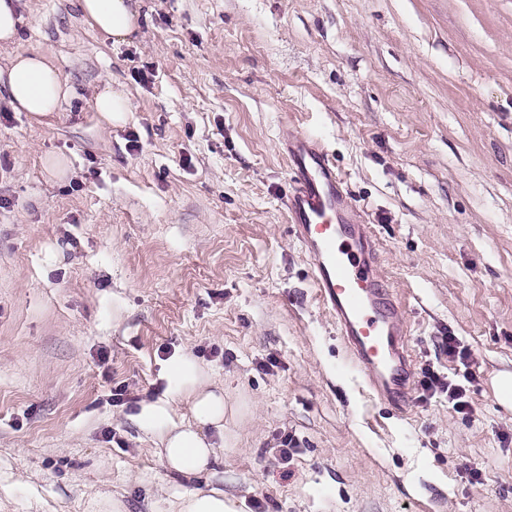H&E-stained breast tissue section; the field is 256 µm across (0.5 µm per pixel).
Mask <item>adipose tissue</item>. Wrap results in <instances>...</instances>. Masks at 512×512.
<instances>
[{
  "label": "adipose tissue",
  "instance_id": "adipose-tissue-1",
  "mask_svg": "<svg viewBox=\"0 0 512 512\" xmlns=\"http://www.w3.org/2000/svg\"><path fill=\"white\" fill-rule=\"evenodd\" d=\"M78 8L92 26L114 40H128L139 29L133 0H78ZM0 88L6 91L15 111L36 118L56 111L70 92L52 56L46 53L16 54L8 66L0 68ZM165 373L166 394L157 401L142 404L136 420L144 431L158 438L170 471L193 475L216 458L205 429H223L224 393L210 388L190 356L172 360ZM183 400L190 404L194 421L178 425L172 420V412L175 403Z\"/></svg>",
  "mask_w": 512,
  "mask_h": 512
}]
</instances>
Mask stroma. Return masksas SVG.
I'll use <instances>...</instances> for the list:
<instances>
[{"instance_id":"obj_1","label":"stroma","mask_w":512,"mask_h":512,"mask_svg":"<svg viewBox=\"0 0 512 512\" xmlns=\"http://www.w3.org/2000/svg\"><path fill=\"white\" fill-rule=\"evenodd\" d=\"M136 8L115 42L76 0H20L0 48L52 53L71 89L38 120L0 90V512H168L210 489L235 512H512L492 386L512 371V0ZM109 83L131 101L112 121ZM297 133L380 245L402 406L364 383L291 233ZM182 354L224 391L217 462L189 477L134 419ZM427 367L473 371L469 412L422 390ZM95 108L101 112L107 119L120 117L122 113L130 111V104L126 94L122 89L112 87V84H106L95 98Z\"/></svg>"}]
</instances>
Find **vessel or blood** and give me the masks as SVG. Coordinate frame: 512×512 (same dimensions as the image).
<instances>
[{
  "mask_svg": "<svg viewBox=\"0 0 512 512\" xmlns=\"http://www.w3.org/2000/svg\"><path fill=\"white\" fill-rule=\"evenodd\" d=\"M286 148L288 217L311 259L314 285L364 382L384 401L400 404L413 364L400 310L380 275L378 246L317 141L299 134Z\"/></svg>",
  "mask_w": 512,
  "mask_h": 512,
  "instance_id": "b4317fda",
  "label": "vessel or blood"
}]
</instances>
